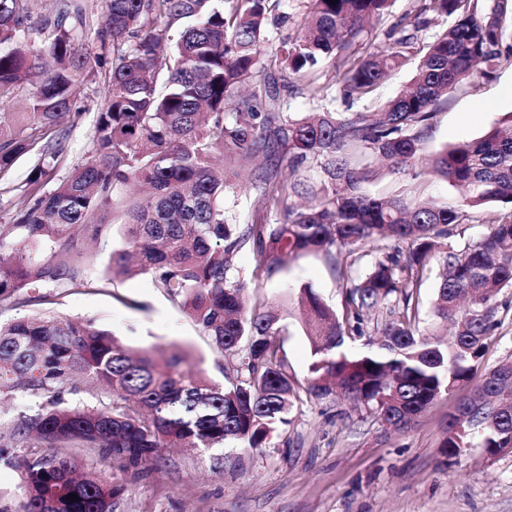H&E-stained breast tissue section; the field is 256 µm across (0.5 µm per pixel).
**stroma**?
<instances>
[{
	"label": "stroma",
	"instance_id": "1",
	"mask_svg": "<svg viewBox=\"0 0 512 512\" xmlns=\"http://www.w3.org/2000/svg\"><path fill=\"white\" fill-rule=\"evenodd\" d=\"M413 65L394 70L362 99H350L335 70L321 68L315 78L326 87L328 108L339 112H374L411 80ZM107 91L100 71L82 87L74 114L62 126L69 147L57 163L65 177L92 150L93 120ZM512 114V63L499 65L492 77H475L449 93L432 120L424 158L444 147L484 134ZM37 151L20 157L0 174V224L13 223L16 201ZM369 190L377 196L401 191L455 203L456 190L444 179H412L380 171ZM88 262L81 285L50 290L48 302L30 301L26 291L0 300V322L44 311L71 319H91L133 349L168 350L180 346L206 373L222 380L235 356L217 350L210 338L155 288L150 275L106 280L114 250L123 248V226L109 224L97 242L78 239ZM236 263L252 278L248 304H260L280 316L277 338L289 376L304 382L311 347L299 311L300 289L310 286L331 306L340 307L339 281L323 256L312 255L273 276H254L252 248L242 249ZM498 317L483 357L482 369L512 358V290L500 297ZM466 389L440 398L404 432L383 431L366 411L333 397L306 401L291 414L290 425L269 447L236 444L219 451L163 448L139 475L111 471L97 453L79 449L86 469L124 479L127 490L114 499L112 512H512V452L488 457L472 447L448 459L440 452L448 417Z\"/></svg>",
	"mask_w": 512,
	"mask_h": 512
}]
</instances>
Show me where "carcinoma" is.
<instances>
[{
  "instance_id": "obj_1",
  "label": "carcinoma",
  "mask_w": 512,
  "mask_h": 512,
  "mask_svg": "<svg viewBox=\"0 0 512 512\" xmlns=\"http://www.w3.org/2000/svg\"><path fill=\"white\" fill-rule=\"evenodd\" d=\"M28 40L42 0H0V99L32 87L25 125L0 122V171H8L46 139L29 171L15 223L0 226V298L78 283L81 237L98 239L103 224H123L125 248L112 252V274H148L154 287L192 319L220 351L239 353L229 385L212 380L174 348L158 363L134 352L91 320L44 313L0 325V390L35 400L31 413L0 423V466L14 469L25 493L23 512H112L122 483L56 452L95 450L139 474L167 445L219 449L235 442L264 448L290 422L302 395L324 399L336 390L392 431L412 428L440 397L472 385L448 418L440 443L448 458L477 445L489 456L512 449V359L476 377L499 325V296L512 288V116L502 127L445 147L417 169L431 119L448 92L476 67L488 77L512 61V0H412L382 51H360L366 23L394 0H308L298 35L265 49L269 0H54ZM448 18L419 57L410 88L379 112H336L319 105L303 116L283 111V92L306 84L332 59L347 94H371L409 59L415 32L429 15ZM95 30L93 54L82 51ZM105 71L108 96L94 120L93 151L52 183L66 149L59 127L87 70ZM392 174L444 178L455 206L418 197L367 194L375 160ZM316 169L309 185L285 179ZM251 188L283 206L236 224L224 209L226 191ZM292 197L306 206L288 203ZM498 207L487 232L453 247L472 211ZM407 244L405 257L389 252ZM255 274L278 273L320 254L343 289L336 314L305 286L301 302L311 363L305 383L293 382L279 356L276 319L248 309L247 280L236 265L246 246ZM443 271L432 305L434 325L420 328L418 294L435 258ZM374 337L362 348L346 340ZM100 387L112 407L74 405L65 395ZM36 437L49 448L29 453ZM75 494L77 501L67 495Z\"/></svg>"
}]
</instances>
